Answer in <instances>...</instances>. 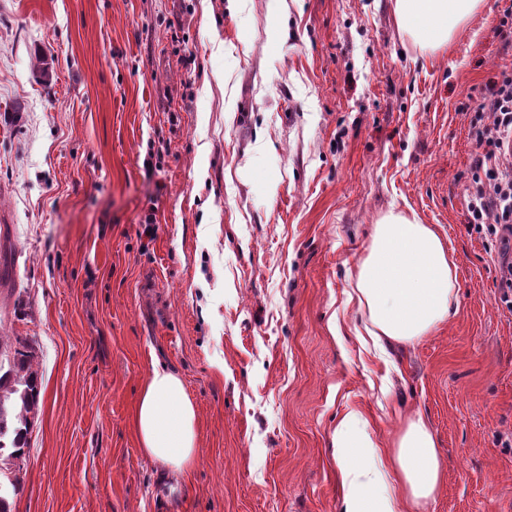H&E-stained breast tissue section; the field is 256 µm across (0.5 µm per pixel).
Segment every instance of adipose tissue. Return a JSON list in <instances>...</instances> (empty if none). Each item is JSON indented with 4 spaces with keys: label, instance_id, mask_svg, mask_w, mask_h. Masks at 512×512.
Instances as JSON below:
<instances>
[{
    "label": "adipose tissue",
    "instance_id": "adipose-tissue-1",
    "mask_svg": "<svg viewBox=\"0 0 512 512\" xmlns=\"http://www.w3.org/2000/svg\"><path fill=\"white\" fill-rule=\"evenodd\" d=\"M481 0H396L399 23L420 41L440 47L476 11ZM357 302L373 341L412 342L457 312V264L439 234L428 224L391 214L376 224L369 251L356 269ZM347 416L333 445L366 449L363 459L341 462L348 492L342 512H398L394 498L377 490L379 448L368 432H354ZM134 424L143 454L168 472L182 473L197 459V410L183 380L153 366L137 401ZM356 440H349V433ZM409 499L434 497L442 477L441 458L423 417L408 421L388 457Z\"/></svg>",
    "mask_w": 512,
    "mask_h": 512
}]
</instances>
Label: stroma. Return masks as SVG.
I'll return each instance as SVG.
<instances>
[{"label": "stroma", "instance_id": "obj_1", "mask_svg": "<svg viewBox=\"0 0 512 512\" xmlns=\"http://www.w3.org/2000/svg\"><path fill=\"white\" fill-rule=\"evenodd\" d=\"M508 9L434 50L395 0H0V336L41 376L11 512H340L352 412L384 448L435 435L433 498L381 474L399 512H512V309L461 106L512 69ZM392 213L443 236L459 309L382 359L351 296ZM155 364L198 414L164 488L131 424Z\"/></svg>", "mask_w": 512, "mask_h": 512}]
</instances>
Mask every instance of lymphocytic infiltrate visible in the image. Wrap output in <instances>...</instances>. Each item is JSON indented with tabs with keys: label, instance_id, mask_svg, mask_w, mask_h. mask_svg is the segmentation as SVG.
Instances as JSON below:
<instances>
[{
	"label": "lymphocytic infiltrate",
	"instance_id": "f902f5d3",
	"mask_svg": "<svg viewBox=\"0 0 512 512\" xmlns=\"http://www.w3.org/2000/svg\"><path fill=\"white\" fill-rule=\"evenodd\" d=\"M471 128L467 229L501 244L512 239V70L483 95Z\"/></svg>",
	"mask_w": 512,
	"mask_h": 512
}]
</instances>
